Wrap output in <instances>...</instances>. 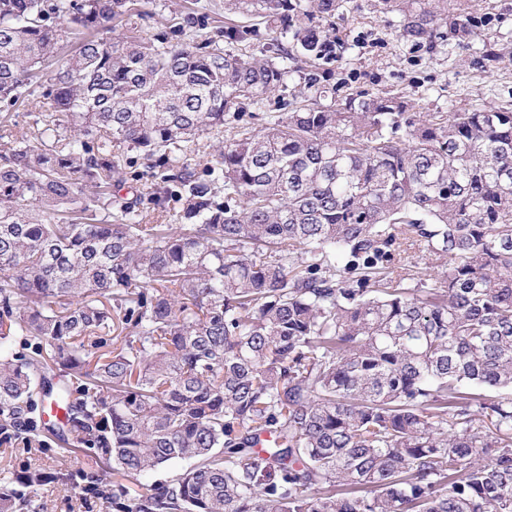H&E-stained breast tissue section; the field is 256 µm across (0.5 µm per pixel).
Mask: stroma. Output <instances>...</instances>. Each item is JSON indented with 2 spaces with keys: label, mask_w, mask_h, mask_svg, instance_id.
Instances as JSON below:
<instances>
[{
  "label": "stroma",
  "mask_w": 512,
  "mask_h": 512,
  "mask_svg": "<svg viewBox=\"0 0 512 512\" xmlns=\"http://www.w3.org/2000/svg\"><path fill=\"white\" fill-rule=\"evenodd\" d=\"M483 19L476 34L417 48L401 36V17L371 8L367 0H344L333 20L341 40L336 81L342 94L357 91L404 98L413 112H462L478 107L512 108V0H448ZM61 467L81 486L85 475L102 474L97 449L70 448L56 439L0 445V476L26 466ZM47 512H112L94 491L74 497L60 485L44 487Z\"/></svg>",
  "instance_id": "obj_1"
}]
</instances>
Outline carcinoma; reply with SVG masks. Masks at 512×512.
I'll list each match as a JSON object with an SVG mask.
<instances>
[{
  "instance_id": "obj_1",
  "label": "carcinoma",
  "mask_w": 512,
  "mask_h": 512,
  "mask_svg": "<svg viewBox=\"0 0 512 512\" xmlns=\"http://www.w3.org/2000/svg\"><path fill=\"white\" fill-rule=\"evenodd\" d=\"M340 2L144 36L140 0H0V104L34 117L0 112V432L188 461L115 512H512V110L339 97ZM372 7L418 47L476 29ZM67 481L30 465L0 512Z\"/></svg>"
}]
</instances>
